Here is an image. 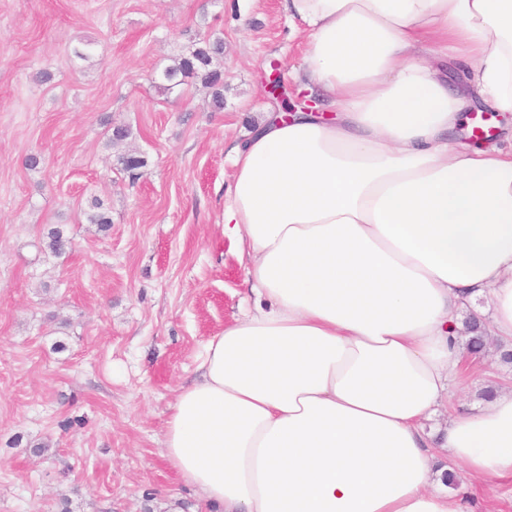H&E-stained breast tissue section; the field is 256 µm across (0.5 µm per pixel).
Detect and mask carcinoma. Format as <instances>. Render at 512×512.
<instances>
[{
    "label": "carcinoma",
    "mask_w": 512,
    "mask_h": 512,
    "mask_svg": "<svg viewBox=\"0 0 512 512\" xmlns=\"http://www.w3.org/2000/svg\"><path fill=\"white\" fill-rule=\"evenodd\" d=\"M221 55V41L202 39L174 59L173 64L164 70L163 79L168 82L170 89L181 85L186 78L200 79L204 86L213 89V110L219 112L224 109ZM120 162L123 170L134 179L140 176V170L146 166L145 158L137 152L123 154ZM47 248L55 255H62L72 249V240L62 230L54 229L49 232ZM467 332L470 333L466 342L468 352L474 356L482 355L487 348V343L479 322L475 319L470 321Z\"/></svg>",
    "instance_id": "obj_1"
}]
</instances>
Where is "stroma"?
<instances>
[{
	"label": "stroma",
	"instance_id": "obj_1",
	"mask_svg": "<svg viewBox=\"0 0 512 512\" xmlns=\"http://www.w3.org/2000/svg\"><path fill=\"white\" fill-rule=\"evenodd\" d=\"M201 38L224 46L220 112L200 80L159 87ZM304 43L282 0H0V512H206L164 456L166 420L253 305L224 234L228 151L270 108L271 72L296 97ZM114 125L132 135L111 146ZM95 198L108 228L86 219ZM54 227L74 244L60 257ZM490 387H512V364L485 355L454 409ZM459 494L512 512V478Z\"/></svg>",
	"mask_w": 512,
	"mask_h": 512
}]
</instances>
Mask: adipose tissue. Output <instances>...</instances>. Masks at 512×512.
<instances>
[{"label": "adipose tissue", "mask_w": 512, "mask_h": 512, "mask_svg": "<svg viewBox=\"0 0 512 512\" xmlns=\"http://www.w3.org/2000/svg\"><path fill=\"white\" fill-rule=\"evenodd\" d=\"M306 47L292 78L325 114L269 112L230 149L224 233L252 310L206 343L164 456L209 512H466L464 477L512 476V389L447 408L462 312L489 297L512 340V0H283ZM458 78L449 81L448 67Z\"/></svg>", "instance_id": "obj_1"}]
</instances>
